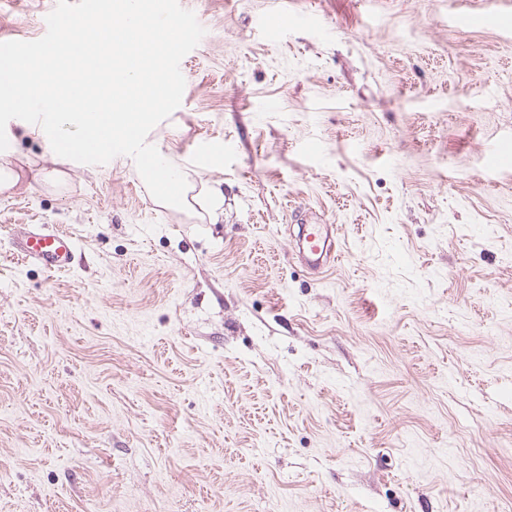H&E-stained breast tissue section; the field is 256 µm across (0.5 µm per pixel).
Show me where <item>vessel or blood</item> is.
<instances>
[{
	"instance_id": "obj_1",
	"label": "vessel or blood",
	"mask_w": 512,
	"mask_h": 512,
	"mask_svg": "<svg viewBox=\"0 0 512 512\" xmlns=\"http://www.w3.org/2000/svg\"><path fill=\"white\" fill-rule=\"evenodd\" d=\"M303 20V15L289 11L282 0H271L270 11L262 19L261 25L282 33ZM301 237L302 246L297 253L298 260L314 272H324L336 251V237L331 225H305ZM73 251L74 242L69 234L41 224L31 225L15 245V253L19 259L36 263L50 273L68 267Z\"/></svg>"
}]
</instances>
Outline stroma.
<instances>
[{"label": "stroma", "mask_w": 512, "mask_h": 512, "mask_svg": "<svg viewBox=\"0 0 512 512\" xmlns=\"http://www.w3.org/2000/svg\"><path fill=\"white\" fill-rule=\"evenodd\" d=\"M56 0H0L32 41ZM179 0L205 34L129 160L0 158V512H512V5ZM44 224L68 271L15 259ZM331 224L328 277L292 248ZM308 22L302 14L288 11L283 1H270V11L267 16L261 19V26L278 33L288 31V28L295 23Z\"/></svg>", "instance_id": "1"}]
</instances>
